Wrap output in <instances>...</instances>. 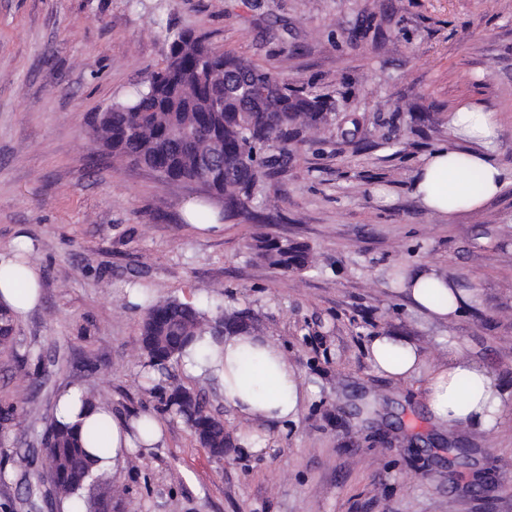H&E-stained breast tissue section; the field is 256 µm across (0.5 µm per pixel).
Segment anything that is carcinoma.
Wrapping results in <instances>:
<instances>
[{
    "instance_id": "carcinoma-1",
    "label": "carcinoma",
    "mask_w": 512,
    "mask_h": 512,
    "mask_svg": "<svg viewBox=\"0 0 512 512\" xmlns=\"http://www.w3.org/2000/svg\"><path fill=\"white\" fill-rule=\"evenodd\" d=\"M332 104L326 97L290 87L280 73L253 66L209 45L204 35H172L165 66L127 100L95 116L93 136L112 156L126 159L171 182L195 183L225 209L252 215L255 200L288 170L293 147L308 142L306 128L328 124ZM209 144L222 165L203 161ZM247 248L252 257L283 273H303L315 264L309 245L259 233ZM246 329L238 317H214L177 299L145 307L141 342L144 363L161 374L154 385L160 411L182 419L211 457L224 448V423L205 401L173 380L171 368L196 337L208 332ZM14 322L0 311V348L13 345ZM46 458L57 494L82 495L87 481L97 490L84 500L87 512H112V484L94 478V459L79 431L52 424Z\"/></svg>"
}]
</instances>
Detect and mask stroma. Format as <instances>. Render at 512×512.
Here are the masks:
<instances>
[{"label":"stroma","instance_id":"1","mask_svg":"<svg viewBox=\"0 0 512 512\" xmlns=\"http://www.w3.org/2000/svg\"><path fill=\"white\" fill-rule=\"evenodd\" d=\"M183 29L336 102L335 123L255 204L268 225L231 213L199 234L183 217L197 185L113 159L92 136L94 114L162 68ZM463 104L499 114L492 150L511 173L512 0H0V247L34 241L43 292L0 349V405L17 406L0 429V512H61L40 439L63 387L117 416L155 410L130 284L242 312L315 392L296 424L257 429L250 454L219 389L192 383L224 420L227 455L164 416L163 447L112 480L120 512H512V404L497 429L445 440L424 377L395 383L368 360L381 332L432 359L454 340L512 390V184L450 222L411 190ZM261 231L308 243L315 269L251 259ZM420 263L471 291L451 324L399 293Z\"/></svg>","mask_w":512,"mask_h":512}]
</instances>
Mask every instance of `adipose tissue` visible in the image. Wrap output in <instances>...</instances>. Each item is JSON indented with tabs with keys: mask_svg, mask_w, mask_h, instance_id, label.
<instances>
[{
	"mask_svg": "<svg viewBox=\"0 0 512 512\" xmlns=\"http://www.w3.org/2000/svg\"><path fill=\"white\" fill-rule=\"evenodd\" d=\"M499 130L495 113L466 105L453 111L450 142L426 155L411 175L413 194L423 208L451 220L461 212L481 208L503 191L505 172L491 153ZM475 171L480 181L473 185L469 175ZM32 253V242L22 234L10 246L0 248V308L16 320L25 319L41 303V268L32 260ZM398 289L421 315L439 322L460 316L470 298L432 264L404 272ZM368 351L374 370L385 378L398 382L424 376L427 406L439 427L488 431L502 422L505 406L512 400L499 375L466 354L457 342H449L447 358L431 360L409 337L380 333L372 336ZM180 368L186 378L218 382L225 407L250 427L239 439L247 452L257 449L253 427L297 423L313 393L287 352L250 330L198 337L185 349ZM84 395V388L78 385L62 388L54 419L61 425L79 424L85 433L99 422L107 423L104 446L87 445L97 457L95 474L116 473L134 451L164 445L165 424L154 414L142 412L120 419L112 412L85 405Z\"/></svg>",
	"mask_w": 512,
	"mask_h": 512,
	"instance_id": "adipose-tissue-1",
	"label": "adipose tissue"
}]
</instances>
